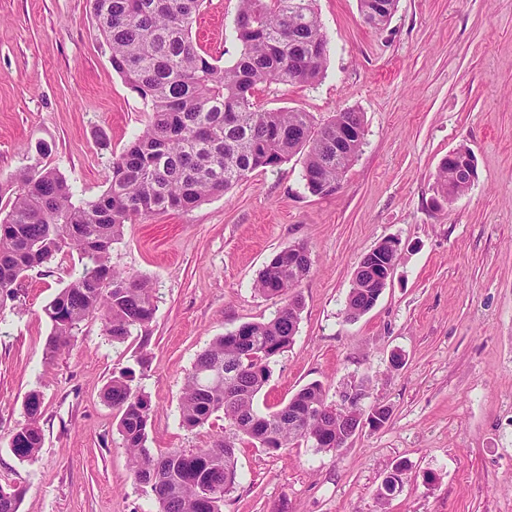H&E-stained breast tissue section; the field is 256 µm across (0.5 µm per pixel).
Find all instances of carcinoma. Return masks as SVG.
Here are the masks:
<instances>
[{"label": "carcinoma", "instance_id": "obj_1", "mask_svg": "<svg viewBox=\"0 0 512 512\" xmlns=\"http://www.w3.org/2000/svg\"><path fill=\"white\" fill-rule=\"evenodd\" d=\"M315 0H239L235 38L238 58L220 66L194 43L192 26L203 0H93L98 29L111 52L112 68L150 106L142 133L112 161L106 190L94 200L74 201V191L55 170L38 165L14 176L15 196L0 219V302L15 298L23 272L76 251L82 267L45 307L52 325L47 354L73 345L80 323L98 315L107 335L121 341L148 325L155 314L150 280L112 270V242L124 226L159 212L188 210L224 193L257 170H273L303 155L302 178L313 195H331L357 158L363 141L339 145V123L364 130L362 115L342 109L319 120L299 109H264L255 93L271 83L309 85L322 77L329 54ZM397 0H359L364 22L379 29ZM442 197L471 185L443 166ZM310 270L308 248L278 251L255 283L281 306L266 321L247 322L213 341L187 375L182 425L207 424L221 411L229 434L209 448L152 455L145 448L151 405L132 392L126 375L112 378L106 399L119 427L136 482L157 512H220L237 482V445L277 451L294 441L318 450L339 445L348 423L343 409L311 383L278 409L262 414L255 401L267 384L271 360L297 333L302 302L295 292ZM379 273L366 262L355 271L346 319L367 311L378 298ZM28 422L8 440L21 460H37L42 446L40 395L27 396Z\"/></svg>", "mask_w": 512, "mask_h": 512}]
</instances>
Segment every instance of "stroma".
<instances>
[{"label": "stroma", "mask_w": 512, "mask_h": 512, "mask_svg": "<svg viewBox=\"0 0 512 512\" xmlns=\"http://www.w3.org/2000/svg\"><path fill=\"white\" fill-rule=\"evenodd\" d=\"M237 8L204 0L192 28L224 65L241 50ZM315 10L330 47L323 77L268 85L255 100L319 119L362 113L363 145L335 194L309 193L297 155L190 210L125 225L110 263L148 278L157 309L124 341L94 316L73 347L47 356L44 307L80 270L75 252L25 272L0 306V487L24 488L19 512H157L131 474L106 387L126 372L148 396L152 454L209 447L224 415L183 427L185 379L217 337L272 317L279 300L254 282L299 242L311 265L297 287L298 329L271 364L259 410L313 382L336 403L364 377L362 408L384 405L390 418L338 449H241L223 512H512V0H398L379 30L358 0H316ZM149 117L111 66L92 0H0V184L40 164L94 198ZM463 144L478 177L434 209L439 163ZM387 238L401 243L392 282L346 320L354 273ZM32 392L43 445L29 462L8 435L26 423ZM400 462L402 488L381 502Z\"/></svg>", "instance_id": "1"}]
</instances>
